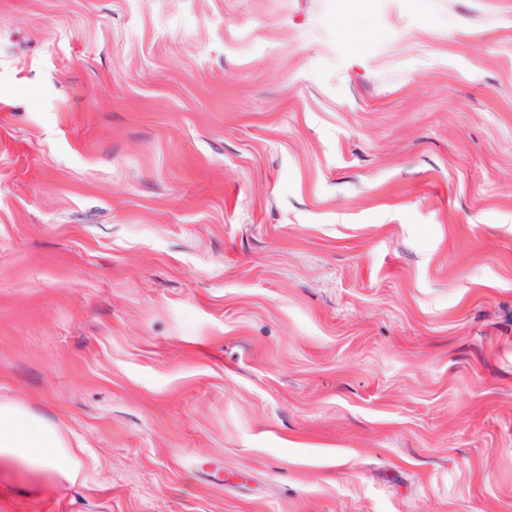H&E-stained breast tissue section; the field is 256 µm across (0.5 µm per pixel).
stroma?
<instances>
[{"label":"stroma","mask_w":512,"mask_h":512,"mask_svg":"<svg viewBox=\"0 0 512 512\" xmlns=\"http://www.w3.org/2000/svg\"><path fill=\"white\" fill-rule=\"evenodd\" d=\"M361 2L0 0V512H512V0ZM59 433L45 420L12 403H0V456L50 474L70 475L74 458Z\"/></svg>","instance_id":"stroma-1"}]
</instances>
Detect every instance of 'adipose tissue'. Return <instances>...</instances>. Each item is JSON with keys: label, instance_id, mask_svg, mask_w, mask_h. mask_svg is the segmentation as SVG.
<instances>
[{"label": "adipose tissue", "instance_id": "adipose-tissue-1", "mask_svg": "<svg viewBox=\"0 0 512 512\" xmlns=\"http://www.w3.org/2000/svg\"><path fill=\"white\" fill-rule=\"evenodd\" d=\"M66 443L45 420L12 403H0V458L62 476L75 467Z\"/></svg>", "mask_w": 512, "mask_h": 512}]
</instances>
